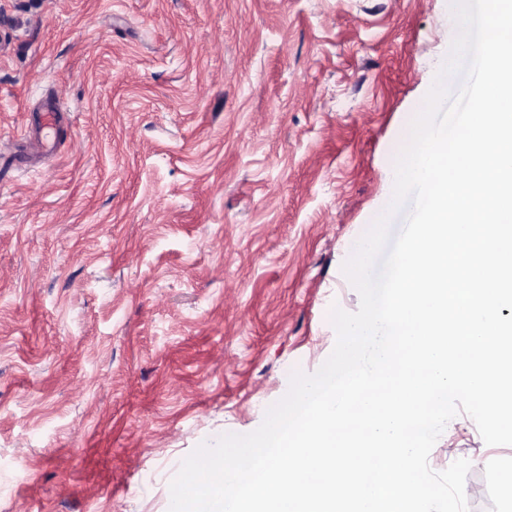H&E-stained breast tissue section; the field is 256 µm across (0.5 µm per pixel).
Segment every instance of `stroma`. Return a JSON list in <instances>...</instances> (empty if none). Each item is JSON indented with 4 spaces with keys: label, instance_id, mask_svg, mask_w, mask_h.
Returning a JSON list of instances; mask_svg holds the SVG:
<instances>
[{
    "label": "stroma",
    "instance_id": "35a3bbf8",
    "mask_svg": "<svg viewBox=\"0 0 512 512\" xmlns=\"http://www.w3.org/2000/svg\"><path fill=\"white\" fill-rule=\"evenodd\" d=\"M456 33L452 0H0V512H169L323 365ZM458 459L512 512V446L461 413Z\"/></svg>",
    "mask_w": 512,
    "mask_h": 512
}]
</instances>
